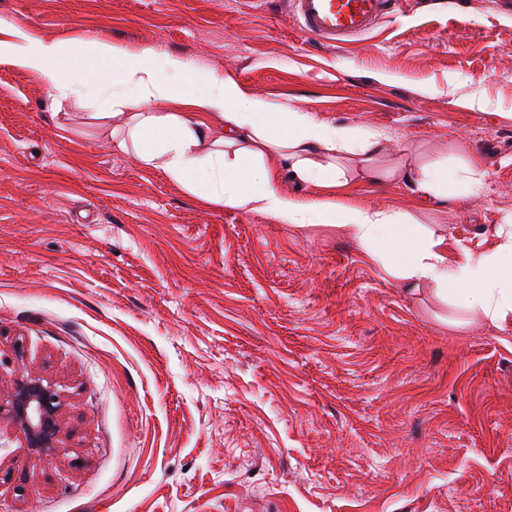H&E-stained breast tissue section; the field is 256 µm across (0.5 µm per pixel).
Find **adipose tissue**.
Wrapping results in <instances>:
<instances>
[{
  "mask_svg": "<svg viewBox=\"0 0 512 512\" xmlns=\"http://www.w3.org/2000/svg\"><path fill=\"white\" fill-rule=\"evenodd\" d=\"M90 57L100 66L95 97L122 110L113 136L130 143L146 166L162 170L188 189L204 187L208 200L243 211L269 215L283 224L332 225L348 231L359 248L400 287L434 285L439 295L482 322L502 326L512 316V234L488 252L467 246L449 255L442 238L409 214L329 200L304 202L287 196L279 172L289 167L305 180L339 185L345 172L341 155L358 159L369 177H378L371 161L388 141L370 127H332L304 112L248 93L237 82L195 66L177 54L155 57L107 42L88 50L70 41L46 42L0 20V60L35 73L54 97H85L83 83L66 65ZM140 101L166 100L169 110L129 112V94ZM214 113L224 122L221 136L198 116ZM479 162L396 169L424 198L444 199L448 189L464 185L480 193Z\"/></svg>",
  "mask_w": 512,
  "mask_h": 512,
  "instance_id": "obj_1",
  "label": "adipose tissue"
}]
</instances>
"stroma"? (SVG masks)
Instances as JSON below:
<instances>
[{"label":"stroma","mask_w":512,"mask_h":512,"mask_svg":"<svg viewBox=\"0 0 512 512\" xmlns=\"http://www.w3.org/2000/svg\"><path fill=\"white\" fill-rule=\"evenodd\" d=\"M432 0L331 46L285 0H0L44 40L178 54L330 126L392 139L287 195L411 214L492 250L512 218V10ZM89 100L0 62V512H512V328L403 293L329 225L204 200L142 165ZM480 162L424 201L401 165ZM64 401L34 456L20 369Z\"/></svg>","instance_id":"1"}]
</instances>
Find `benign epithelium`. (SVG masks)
I'll return each mask as SVG.
<instances>
[{
	"label": "benign epithelium",
	"instance_id": "7a95c632",
	"mask_svg": "<svg viewBox=\"0 0 512 512\" xmlns=\"http://www.w3.org/2000/svg\"><path fill=\"white\" fill-rule=\"evenodd\" d=\"M62 411L60 394L41 376L23 371L13 381L8 415L31 453L46 455L58 447Z\"/></svg>",
	"mask_w": 512,
	"mask_h": 512
}]
</instances>
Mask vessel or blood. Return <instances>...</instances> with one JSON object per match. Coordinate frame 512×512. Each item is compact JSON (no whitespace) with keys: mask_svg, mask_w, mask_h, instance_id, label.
<instances>
[{"mask_svg":"<svg viewBox=\"0 0 512 512\" xmlns=\"http://www.w3.org/2000/svg\"><path fill=\"white\" fill-rule=\"evenodd\" d=\"M301 29L325 43L370 30L391 14L397 0H289Z\"/></svg>","mask_w":512,"mask_h":512,"instance_id":"obj_1","label":"vessel or blood"}]
</instances>
